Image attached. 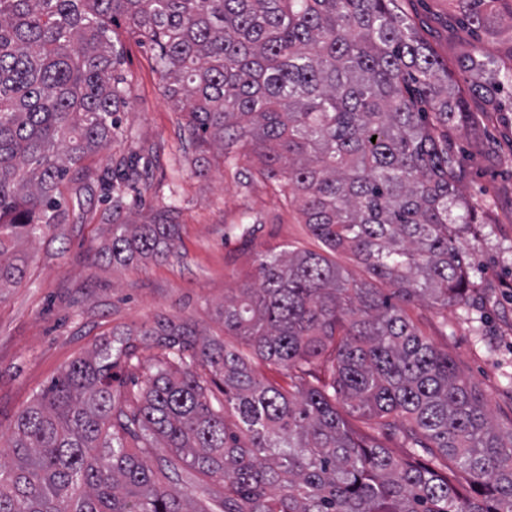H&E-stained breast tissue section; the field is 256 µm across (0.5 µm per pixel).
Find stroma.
Instances as JSON below:
<instances>
[{
  "label": "stroma",
  "instance_id": "1",
  "mask_svg": "<svg viewBox=\"0 0 512 512\" xmlns=\"http://www.w3.org/2000/svg\"><path fill=\"white\" fill-rule=\"evenodd\" d=\"M404 7L459 87L467 88L470 79L459 61L473 38L453 18L452 5L405 0ZM117 38L128 106L112 143L88 164L102 173L135 151L138 174L116 186L108 203L98 182L68 180L62 192L70 223L52 225L22 244L25 277L0 290V436L11 432L17 414L53 378L113 333L137 332L164 316L192 322L206 337H223L218 307L253 273L260 254L318 248L297 205L278 187L242 177L254 159L228 168L213 150L206 175L195 174L183 131L186 115L165 96L152 50L125 29ZM471 107L483 115L481 129L460 130L454 138L465 172L461 190L488 218L462 239L478 292L468 311L423 304L411 315L506 429L512 427V111L487 112L477 100ZM110 204L128 224H150L160 212L173 211L180 226L174 253L127 265L101 262L98 253L112 236L104 215ZM247 227L253 230L248 237Z\"/></svg>",
  "mask_w": 512,
  "mask_h": 512
}]
</instances>
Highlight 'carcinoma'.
I'll return each mask as SVG.
<instances>
[{
	"mask_svg": "<svg viewBox=\"0 0 512 512\" xmlns=\"http://www.w3.org/2000/svg\"><path fill=\"white\" fill-rule=\"evenodd\" d=\"M455 2L497 39V53L461 59L467 95L400 0H0V289L23 278V240L67 223L60 185L91 178L83 162L112 142L127 107L122 26L188 108L189 146L216 144L231 167L254 157L312 237L370 275L352 283L316 251L265 253L224 298V340L160 316L140 332L161 351L144 375L131 338L95 345L17 415L0 512H189L168 486L184 473L223 482L222 512H512V428L496 429L408 313L471 304L460 239L485 217L460 189L454 133L479 122L469 98L497 112L512 91L498 25L512 0ZM132 171L122 156L97 180L110 193ZM107 221L99 257L114 264L176 246L167 215ZM259 362L288 386L259 378ZM340 404L408 460L355 435Z\"/></svg>",
	"mask_w": 512,
	"mask_h": 512,
	"instance_id": "cac0c4a2",
	"label": "carcinoma"
}]
</instances>
